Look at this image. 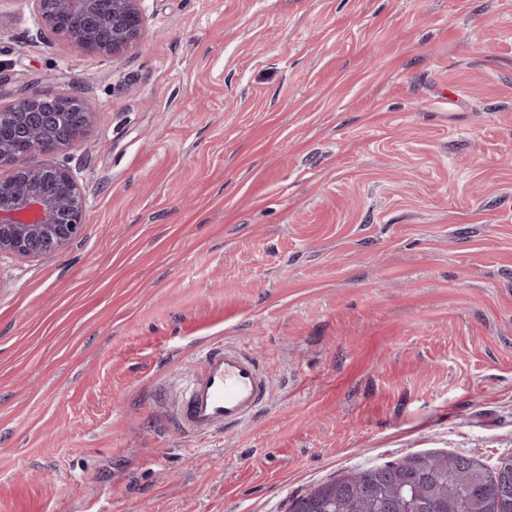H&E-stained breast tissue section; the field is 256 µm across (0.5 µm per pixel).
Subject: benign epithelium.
I'll return each instance as SVG.
<instances>
[{"label": "benign epithelium", "instance_id": "1", "mask_svg": "<svg viewBox=\"0 0 512 512\" xmlns=\"http://www.w3.org/2000/svg\"><path fill=\"white\" fill-rule=\"evenodd\" d=\"M37 22L51 32L77 19L67 39L87 53L116 55L136 46L145 19L141 0H28ZM0 256L25 261L56 254L81 234L86 203L72 169L28 161L42 139L57 137V148L83 140L97 112L77 97L35 87L22 88L0 117Z\"/></svg>", "mask_w": 512, "mask_h": 512}]
</instances>
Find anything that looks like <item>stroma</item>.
<instances>
[{
	"label": "stroma",
	"mask_w": 512,
	"mask_h": 512,
	"mask_svg": "<svg viewBox=\"0 0 512 512\" xmlns=\"http://www.w3.org/2000/svg\"><path fill=\"white\" fill-rule=\"evenodd\" d=\"M86 54L0 0V108L80 95L81 238L0 259V512H288L419 453L512 459V0H142ZM217 341L271 401L173 406Z\"/></svg>",
	"instance_id": "stroma-1"
}]
</instances>
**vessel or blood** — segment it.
<instances>
[{"label": "vessel or blood", "instance_id": "b4317fda", "mask_svg": "<svg viewBox=\"0 0 512 512\" xmlns=\"http://www.w3.org/2000/svg\"><path fill=\"white\" fill-rule=\"evenodd\" d=\"M268 399L269 383L249 352L215 343L199 352L175 422L187 435L221 433L258 413Z\"/></svg>", "mask_w": 512, "mask_h": 512}]
</instances>
